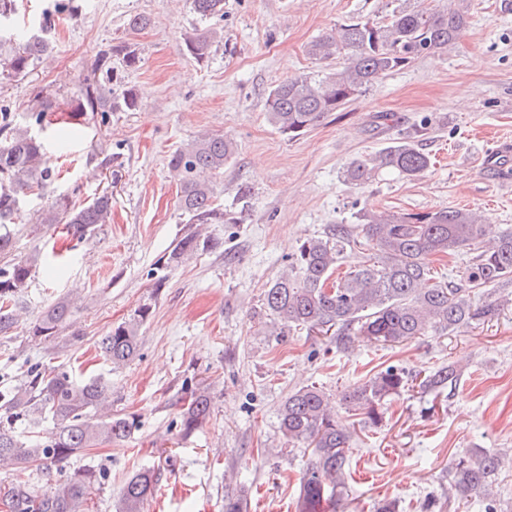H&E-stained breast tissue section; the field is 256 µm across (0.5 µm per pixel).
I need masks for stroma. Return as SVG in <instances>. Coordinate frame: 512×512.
I'll return each instance as SVG.
<instances>
[{"instance_id":"35a3bbf8","label":"stroma","mask_w":512,"mask_h":512,"mask_svg":"<svg viewBox=\"0 0 512 512\" xmlns=\"http://www.w3.org/2000/svg\"><path fill=\"white\" fill-rule=\"evenodd\" d=\"M450 0H224L223 18L203 19L189 0H70L55 25L49 57L26 74L0 79V106L23 119L44 94L40 134L60 180L21 203L14 248L0 266L48 251H71L66 266L37 261L20 298L18 320L0 336V376L19 380L37 362L102 375L112 413L138 428L126 441L86 449L84 464L107 479L92 493L95 512H115L128 477L160 474L144 512H224L244 496L247 512H297L300 479L312 454L279 428L289 395L316 385L339 404L342 393L393 365L411 379L388 398L378 425L357 427L349 473L336 490V512H512V287L475 289L502 304L492 319L401 343L351 337L337 349L307 329L284 339L265 327L263 293L306 238L351 224L363 208L426 212L448 207L483 214L492 233L512 230V161L486 167L487 155L512 141V0H468L469 23L444 52L418 57L384 76L304 134L288 138L269 123L266 91L329 65L307 53L316 37L349 18L382 22L400 8L446 10ZM152 24L130 32L129 16ZM213 29L209 56L182 51L185 34ZM128 42L140 62L120 71L136 110L100 118L77 109L79 89L99 53ZM388 113L377 122L378 113ZM428 124L432 167L409 181L382 171L353 186L347 165ZM231 135L238 152L217 181V202L237 224H208L211 246L167 268L159 261L192 232L178 205L169 156L198 133ZM248 184V201L236 190ZM83 204L112 194V221L72 246L61 225L41 224V209L61 191ZM163 287H156L158 275ZM72 304L65 328L48 342L29 329L48 304ZM153 314L141 329L138 357L114 369L97 342L142 303ZM455 364V386L422 391L425 373ZM187 385L207 387V422L180 439L179 399ZM484 449L501 454L493 496L459 498L451 488L456 459Z\"/></svg>"}]
</instances>
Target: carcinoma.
Segmentation results:
<instances>
[{
    "label": "carcinoma",
    "instance_id": "1",
    "mask_svg": "<svg viewBox=\"0 0 512 512\" xmlns=\"http://www.w3.org/2000/svg\"><path fill=\"white\" fill-rule=\"evenodd\" d=\"M194 13L203 19L224 16V0H191ZM15 10L14 0H0V68L20 75L48 55L51 17L43 16L38 30L16 42L4 22ZM467 7L448 11L430 8L400 10L387 22L350 20L340 33H327L308 46L316 60H340V66L318 78L290 77L266 94L269 123L280 133L296 137L319 125L331 113L363 93L390 72L410 60L444 49L466 26ZM217 37L211 29L185 38L188 55L205 59ZM127 69L138 67L139 56L126 42L110 44L97 58L95 69L101 78L81 87V112H127L136 108L137 98L129 89L118 90L112 59ZM44 111L29 113L26 126L13 123L11 112L0 108V227L14 223L20 196L40 190L52 179L53 168L33 126L42 124ZM419 134L407 135L376 154L351 162L345 179L354 185L369 182L379 170L389 169L408 180L423 176L431 165ZM234 138L224 133H204L188 140L170 156L168 165L179 181V205L190 224H236L215 205V179L224 174L236 154ZM112 212V195L104 192L86 204H74L61 193L40 215L42 224H64L76 240L93 236L107 223ZM357 223L338 224L326 237L302 241L290 271H284L264 291L263 308L272 336L284 338L299 326L331 334L343 346L354 333L377 341L400 343L430 330L446 333L488 319L497 308L492 299L479 304L471 288L512 284V231L483 242L482 220L463 208L427 212H381L360 210ZM210 239L191 233L179 239L167 262L208 248ZM374 250L350 266L344 275L336 271L356 248ZM461 249L476 251L468 265L469 287L430 278V257ZM32 263L28 260L0 267V335H8L15 324L9 303L28 288ZM152 314L144 303L126 321L98 341V348L112 367L132 361L140 348V329ZM70 315L67 301L47 307L32 327V336L50 341L64 327ZM458 380L453 365L442 366L427 375L420 386L439 389ZM409 385V376L389 366L365 382L345 391L341 402L349 416L359 417L363 426L376 425L384 401ZM111 385L101 376L76 379L65 365L45 368L32 365L23 380L0 388V462L21 470L35 469L51 482L40 491L28 480L0 482V512H91V490L105 475L87 465L62 482H52L53 469L72 456L100 443L125 440L137 427L132 417L96 415ZM210 393L205 388L184 391L180 433L187 437L210 415ZM355 423L331 411L326 394L311 385L284 402L280 430L291 443L312 448L313 459L301 479L299 512H326L333 503L336 487L342 483L347 452ZM502 465V458L485 452L465 455L453 466L456 495L489 494ZM159 477L143 470L128 478L120 490L116 512H143L152 498Z\"/></svg>",
    "mask_w": 512,
    "mask_h": 512
}]
</instances>
